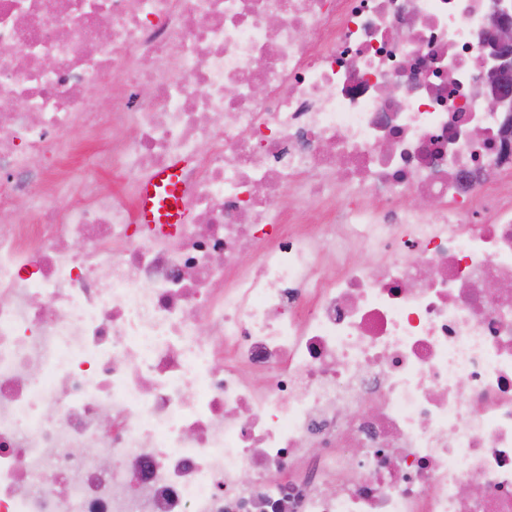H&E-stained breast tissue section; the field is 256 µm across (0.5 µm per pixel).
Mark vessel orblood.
Segmentation results:
<instances>
[{
	"label": "vessel or blood",
	"mask_w": 512,
	"mask_h": 512,
	"mask_svg": "<svg viewBox=\"0 0 512 512\" xmlns=\"http://www.w3.org/2000/svg\"><path fill=\"white\" fill-rule=\"evenodd\" d=\"M180 162H172L166 169L152 174L141 185L137 217L142 224H180L184 217L179 198Z\"/></svg>",
	"instance_id": "1"
}]
</instances>
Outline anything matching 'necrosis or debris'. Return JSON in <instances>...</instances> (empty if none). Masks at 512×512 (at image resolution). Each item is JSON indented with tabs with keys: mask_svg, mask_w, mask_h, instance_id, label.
<instances>
[{
	"mask_svg": "<svg viewBox=\"0 0 512 512\" xmlns=\"http://www.w3.org/2000/svg\"><path fill=\"white\" fill-rule=\"evenodd\" d=\"M495 2L0 0V512H512ZM182 161L172 162L166 169L152 174L141 185L137 204L141 224H183L179 198Z\"/></svg>",
	"mask_w": 512,
	"mask_h": 512,
	"instance_id": "1",
	"label": "necrosis or debris"
}]
</instances>
